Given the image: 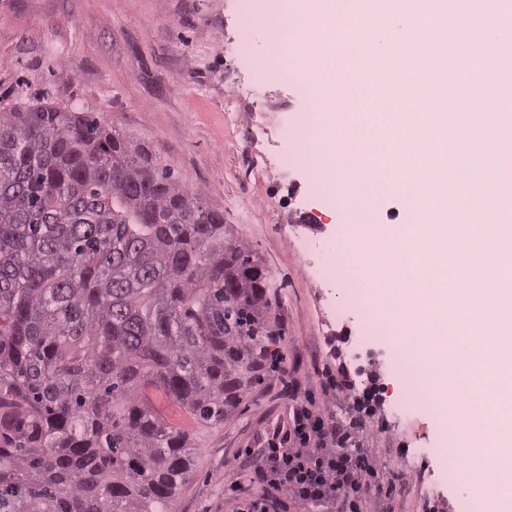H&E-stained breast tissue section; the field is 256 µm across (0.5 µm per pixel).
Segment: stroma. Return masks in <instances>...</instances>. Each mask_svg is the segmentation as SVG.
Masks as SVG:
<instances>
[{"label": "stroma", "mask_w": 512, "mask_h": 512, "mask_svg": "<svg viewBox=\"0 0 512 512\" xmlns=\"http://www.w3.org/2000/svg\"><path fill=\"white\" fill-rule=\"evenodd\" d=\"M253 0H0V111L31 103L94 112L170 168L262 259L277 286L283 327L278 371L248 392L224 422L202 425L162 395L153 405L190 435L192 472L171 512H234L231 484L286 430L289 382L319 391L334 337L357 382L378 369L386 387L370 428L384 482L363 512H467L465 478L448 482L443 431L430 402L406 412V381L377 319L352 304L329 270L351 225L306 167L281 169L299 151L292 130L316 103L295 77L263 73L270 51L254 24L246 53L232 52ZM420 475L402 486L404 472Z\"/></svg>", "instance_id": "35a3bbf8"}]
</instances>
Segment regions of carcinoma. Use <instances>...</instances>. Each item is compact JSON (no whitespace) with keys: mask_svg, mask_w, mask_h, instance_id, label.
Returning a JSON list of instances; mask_svg holds the SVG:
<instances>
[{"mask_svg":"<svg viewBox=\"0 0 512 512\" xmlns=\"http://www.w3.org/2000/svg\"><path fill=\"white\" fill-rule=\"evenodd\" d=\"M273 279L92 112H0V512H169L187 433L277 367Z\"/></svg>","mask_w":512,"mask_h":512,"instance_id":"1","label":"carcinoma"}]
</instances>
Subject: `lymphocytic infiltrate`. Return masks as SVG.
I'll use <instances>...</instances> for the list:
<instances>
[{
  "label": "lymphocytic infiltrate",
  "mask_w": 512,
  "mask_h": 512,
  "mask_svg": "<svg viewBox=\"0 0 512 512\" xmlns=\"http://www.w3.org/2000/svg\"><path fill=\"white\" fill-rule=\"evenodd\" d=\"M324 395L348 403L346 417L314 403L292 406L287 430L249 474L264 495H244L237 512H281L287 491L297 512L329 505L335 512H360L380 488V464L367 431L384 406L385 385L377 372L358 386L344 362L328 370Z\"/></svg>",
  "instance_id": "f902f5d3"
}]
</instances>
